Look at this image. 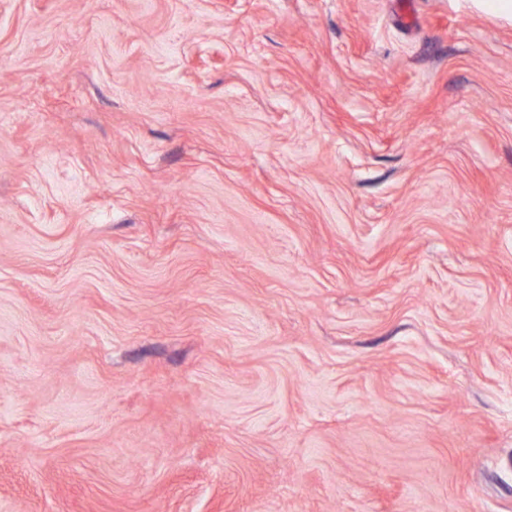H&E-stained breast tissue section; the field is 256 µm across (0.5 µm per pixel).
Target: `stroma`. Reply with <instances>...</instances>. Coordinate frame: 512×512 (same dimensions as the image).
<instances>
[{"label":"stroma","mask_w":512,"mask_h":512,"mask_svg":"<svg viewBox=\"0 0 512 512\" xmlns=\"http://www.w3.org/2000/svg\"><path fill=\"white\" fill-rule=\"evenodd\" d=\"M0 512H512V6L0 0Z\"/></svg>","instance_id":"stroma-1"}]
</instances>
